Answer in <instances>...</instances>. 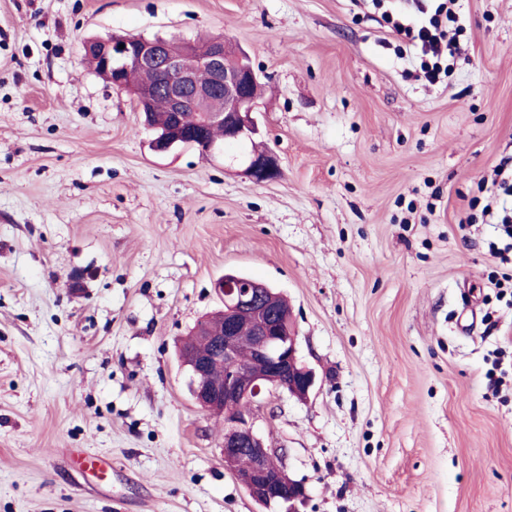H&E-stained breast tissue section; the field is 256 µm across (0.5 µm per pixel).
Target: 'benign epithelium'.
<instances>
[{
    "mask_svg": "<svg viewBox=\"0 0 512 512\" xmlns=\"http://www.w3.org/2000/svg\"><path fill=\"white\" fill-rule=\"evenodd\" d=\"M84 56L93 69L109 79L112 88L128 92L144 118V125L154 131L152 148L166 154L177 148L195 147L205 157L236 145L253 141L257 125L253 117L260 85L257 72L247 54L230 48L224 38L205 42L155 36L105 35L83 44ZM156 70L165 75L160 85H131L127 73L133 69ZM167 100L172 115L164 126L154 122L157 93ZM224 100L221 110L210 108L216 99ZM202 115L200 125L224 127V139H210L200 132L191 138L182 114ZM242 162L245 173L256 182L277 178V164L267 150L254 148ZM214 288L223 308L219 310L221 328L210 327V319L195 327L198 336L212 347L207 357L190 348L179 351L181 366L190 376L192 395L200 408L211 416L224 419V465L237 482L266 508L285 507V512H299L305 499L302 483L285 468H272L267 460L269 448L254 430L253 410L264 392L284 389L305 398L315 385V374L299 360L297 336L288 322L273 320L268 301L276 292L265 284L226 273ZM249 340L253 357L263 363L255 369L241 363L238 350ZM250 462L239 465L241 454Z\"/></svg>",
    "mask_w": 512,
    "mask_h": 512,
    "instance_id": "obj_1",
    "label": "benign epithelium"
}]
</instances>
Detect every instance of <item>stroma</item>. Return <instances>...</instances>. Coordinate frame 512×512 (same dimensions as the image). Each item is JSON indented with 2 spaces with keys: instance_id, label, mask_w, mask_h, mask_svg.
Listing matches in <instances>:
<instances>
[{
  "instance_id": "35a3bbf8",
  "label": "stroma",
  "mask_w": 512,
  "mask_h": 512,
  "mask_svg": "<svg viewBox=\"0 0 512 512\" xmlns=\"http://www.w3.org/2000/svg\"><path fill=\"white\" fill-rule=\"evenodd\" d=\"M462 23L433 87L370 0H0V512H267L178 360L229 272L316 374L254 415L301 512H512V298L459 227L512 155V0ZM107 34L246 51L278 177L156 154L82 58Z\"/></svg>"
}]
</instances>
